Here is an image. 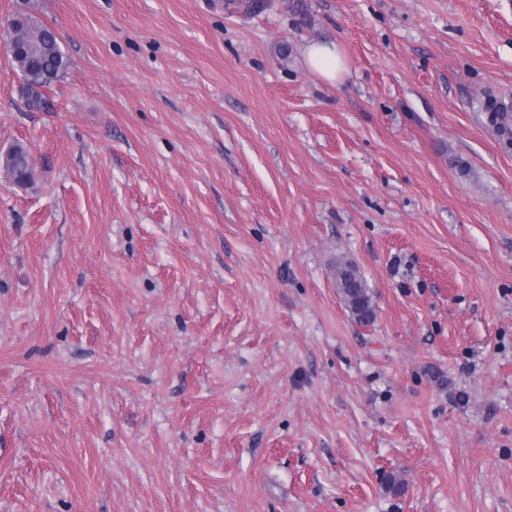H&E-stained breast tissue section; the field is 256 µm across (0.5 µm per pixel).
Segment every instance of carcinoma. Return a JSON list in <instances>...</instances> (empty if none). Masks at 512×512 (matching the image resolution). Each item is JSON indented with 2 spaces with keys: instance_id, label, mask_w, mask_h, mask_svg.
<instances>
[{
  "instance_id": "cac0c4a2",
  "label": "carcinoma",
  "mask_w": 512,
  "mask_h": 512,
  "mask_svg": "<svg viewBox=\"0 0 512 512\" xmlns=\"http://www.w3.org/2000/svg\"><path fill=\"white\" fill-rule=\"evenodd\" d=\"M24 21L0 22V36L9 41L17 32L16 47L11 55L14 71L21 75L22 95L31 109L45 104L42 89L50 87L68 66L55 32L37 17L24 13ZM0 167L10 173H18L20 184L34 180V166L28 147L15 143L0 157ZM336 283L347 306L361 323H369L375 315L372 296L360 272L349 263L336 265Z\"/></svg>"
}]
</instances>
